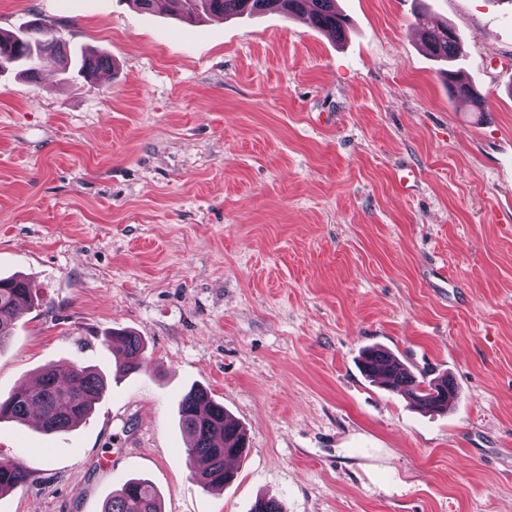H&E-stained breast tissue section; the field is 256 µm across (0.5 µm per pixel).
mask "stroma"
<instances>
[{"label": "stroma", "instance_id": "1", "mask_svg": "<svg viewBox=\"0 0 512 512\" xmlns=\"http://www.w3.org/2000/svg\"><path fill=\"white\" fill-rule=\"evenodd\" d=\"M343 39L272 12L188 22L165 0H0L68 60L0 72V278L38 303L0 349V398L47 365L108 382L54 436L0 421L27 483L0 512H102L149 479L164 512H512V0H336ZM454 28L449 94L415 18ZM112 61L87 79L85 49ZM145 369L118 377L109 336ZM453 378L413 408L360 362ZM240 422L235 481L202 489L178 404ZM111 336L116 373L128 375L141 372L145 367V357L140 337L123 330L113 331Z\"/></svg>", "mask_w": 512, "mask_h": 512}]
</instances>
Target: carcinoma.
Masks as SVG:
<instances>
[{
  "label": "carcinoma",
  "mask_w": 512,
  "mask_h": 512,
  "mask_svg": "<svg viewBox=\"0 0 512 512\" xmlns=\"http://www.w3.org/2000/svg\"><path fill=\"white\" fill-rule=\"evenodd\" d=\"M178 14L193 19L202 13L221 16L260 15L283 9L309 21L319 29L341 36L347 20L336 12V0H173ZM425 47L441 61L458 57V39L447 25L425 27ZM50 56L67 59L61 40L51 27L34 24L25 30L0 33V69L7 65L23 68L37 77L41 64ZM108 67V61L94 51L81 55L79 72L94 75ZM448 88L453 96L482 106L471 86L460 81L458 72L447 69ZM34 296L29 283L20 277L0 278V348L13 336L18 310L32 308ZM116 373L141 372L145 367L144 346L140 337L123 330L112 332ZM362 370L381 380V384L404 390L421 409H448V399L457 397L455 386L443 376L427 385L410 372L393 354L372 348L362 360ZM107 390L106 380L89 367L72 366L42 370L39 382L24 384L6 399L0 400V420L24 422L37 411L44 434L68 431L78 426L92 410L95 401ZM180 425L188 436L186 452L194 464L193 474L204 489L222 487L235 480L225 469V459L239 458L246 451V434L242 427L214 401L206 389L190 388L179 402ZM28 473L19 464L0 460V495L23 486ZM103 512H163L156 488L143 479H129L112 492Z\"/></svg>",
  "instance_id": "1"
}]
</instances>
